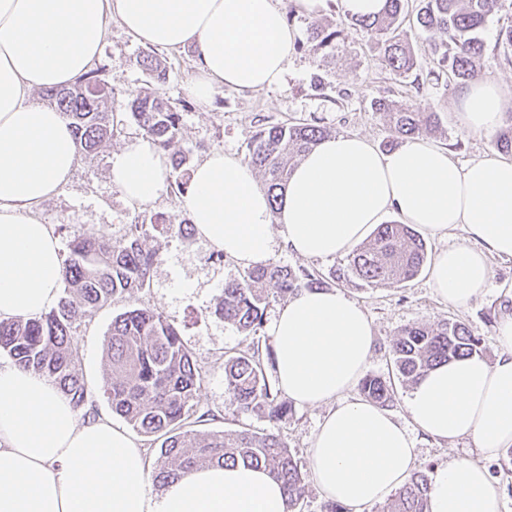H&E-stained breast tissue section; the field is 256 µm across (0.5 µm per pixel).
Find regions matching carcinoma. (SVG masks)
Listing matches in <instances>:
<instances>
[{
  "label": "carcinoma",
  "mask_w": 512,
  "mask_h": 512,
  "mask_svg": "<svg viewBox=\"0 0 512 512\" xmlns=\"http://www.w3.org/2000/svg\"><path fill=\"white\" fill-rule=\"evenodd\" d=\"M416 22L430 43L438 69L454 87L481 78L476 61L485 44L479 30L498 13L505 0H421ZM407 0H386L382 14L354 18L368 39L378 45L382 59L393 71L409 74L415 69L413 51L403 32ZM340 36L315 22L308 36L310 50L319 52ZM496 48L512 64V26L499 31ZM139 66L157 80L166 79V69L154 54L139 58ZM47 98L72 128L79 150L91 154L114 136L108 102L112 89L97 71L89 72L71 88L49 90ZM375 109L388 117L396 138L420 136L435 120V113L423 117L409 106L386 99L374 102ZM132 116L143 133L167 153L176 172L172 185L176 193L186 192L188 181L180 172L192 150H172L178 142L181 114L168 102L148 92L130 102ZM327 131L311 123L272 124L260 127L253 136L248 161L262 171L265 189L272 202L287 183L295 166ZM495 147L512 153V113L496 133ZM189 219L178 212L160 214L153 224H129L126 244L116 250L106 235L75 234L67 241L68 255L62 262L65 288L50 311L25 321H0V352L22 370L52 380L78 410L86 407L91 394L77 368L74 324L79 313L91 312L125 294L134 296L150 287L152 271L160 261L157 249L147 244L151 231L182 232ZM428 259L425 241L410 224H380L371 237L351 254L347 265L334 271L337 279H359L369 286L391 287L419 275ZM321 279L304 268L270 262L228 281L216 312L246 336H255L271 294H294L318 289ZM111 372L105 390L112 413L140 434L160 442L153 463V482L168 480L214 463L239 461L262 466L281 483L288 512L306 493L305 475L280 435L249 430L216 431L200 438L183 429L190 416L200 371L180 329L163 313L134 307L117 315L104 345ZM481 352L480 339L472 336L465 323L444 321L436 326L414 323L398 332L389 349L401 383L415 385L420 376L437 363ZM273 361L271 346L228 355L224 359V387L231 404L246 414L272 422L291 412L281 390L267 375L265 361ZM360 391L372 402L387 406L395 400L391 380L367 376ZM431 483L423 471H414L392 496L387 512H426Z\"/></svg>",
  "instance_id": "obj_1"
}]
</instances>
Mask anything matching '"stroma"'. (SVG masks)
I'll use <instances>...</instances> for the list:
<instances>
[{
    "label": "stroma",
    "instance_id": "35a3bbf8",
    "mask_svg": "<svg viewBox=\"0 0 512 512\" xmlns=\"http://www.w3.org/2000/svg\"><path fill=\"white\" fill-rule=\"evenodd\" d=\"M418 7V0H410L404 31L417 59L415 73L420 87H413L410 78L382 65L379 47L368 41L359 27L341 24L340 11L331 7L315 20L291 14L289 24L303 36L315 21L329 29L340 28L341 35L332 48L318 53L306 47L297 49L288 63L282 86L247 93L224 87L216 91L206 108L198 105L187 91L195 74L192 48L157 49V56L167 68L165 80L158 82L138 64L146 45L135 41L119 23L109 22L97 67L101 79L112 90L109 110L117 132L96 154L80 155L69 183L37 210L38 220L55 227L66 225V232L58 236L60 242H67L69 233L76 231L87 236L108 235L113 246L120 248L125 244L126 225L147 223L158 214L177 209L179 199L171 187H164L151 204L137 207L127 203L109 179L112 155L141 133L129 102L143 90L163 98L181 112L180 144L191 148L189 163L193 166L215 150L247 161L252 136L265 124L312 123L332 135L355 133L385 147L392 132L385 115L373 106L374 100L382 97L410 104L419 112L437 113L440 126L431 138L446 146L457 163L496 155L493 135H475L459 125L453 109L458 92L448 89L444 78L434 72L432 51L416 23ZM511 23V8L488 19L480 32L486 50L477 66L483 77L497 81L512 93V65L494 48L500 28ZM149 243L161 255L150 288L132 297L116 299L78 317L75 323L78 368L92 394L97 414H112L104 396L110 375L103 348L113 318L133 306L151 307L179 327L202 374L186 429L202 436L221 430L273 432L288 444L300 465H307V448L326 413L325 407L296 405L282 421L272 424L241 413L224 390L225 355L250 348L253 340H268V325L285 305V298L270 301L265 309L266 327L258 337L246 336L215 313L225 282L241 278L245 266L229 257L213 259V246L193 231H157ZM489 263V288L463 309L445 303L425 271L399 288H371L354 278L331 281V288L357 301L371 321L374 346L366 374L387 375L388 351L397 331L416 322L434 325L445 320L462 321L471 335L481 338L484 358L495 361L500 352L497 322L503 314H512V259L493 257ZM413 438L414 467L429 474L457 457L474 461L479 458L477 449L467 439L449 444L420 432L414 433Z\"/></svg>",
    "mask_w": 512,
    "mask_h": 512
}]
</instances>
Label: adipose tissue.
I'll return each mask as SVG.
<instances>
[{
	"mask_svg": "<svg viewBox=\"0 0 512 512\" xmlns=\"http://www.w3.org/2000/svg\"><path fill=\"white\" fill-rule=\"evenodd\" d=\"M112 19L140 43L193 48L188 92L203 107L221 87H279L297 38L278 0H0V321L49 311L62 283L58 239L34 211L68 183L79 149L60 112L31 95L89 72ZM506 102L482 78L461 89L456 108L466 129L488 134ZM169 168L140 137L112 156L109 176L143 206ZM179 207L200 237L246 266L266 264L279 242L308 258L345 255L392 214L432 237L465 226L467 238L441 250L430 270L437 295L457 308L487 288L490 257L512 258V158L461 166L421 137L389 152L357 134L327 137L295 165L275 209L251 168L216 150L194 168ZM270 334L283 394L327 408L308 448L326 500L363 512L392 497L413 467L415 427L440 442L470 439L482 456L435 469L427 512H503L485 463L512 447L511 314L497 326L495 362L475 354L424 373L408 399L409 428L352 395L373 349L359 303L337 290H301ZM148 478L142 449L122 428L79 420L48 379L0 368V512H288L280 483L244 463L192 470L158 495Z\"/></svg>",
	"mask_w": 512,
	"mask_h": 512,
	"instance_id": "ef3b65f1",
	"label": "adipose tissue"
}]
</instances>
